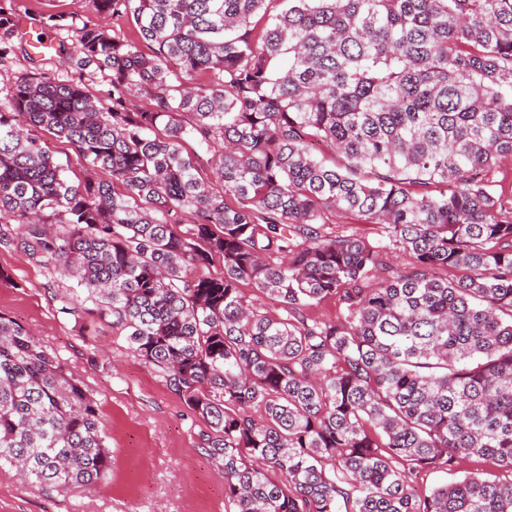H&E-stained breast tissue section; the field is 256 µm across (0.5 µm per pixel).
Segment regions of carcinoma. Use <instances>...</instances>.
Wrapping results in <instances>:
<instances>
[{
    "mask_svg": "<svg viewBox=\"0 0 512 512\" xmlns=\"http://www.w3.org/2000/svg\"><path fill=\"white\" fill-rule=\"evenodd\" d=\"M267 2L93 0L138 37L89 28L75 48L112 73L110 106L45 72L0 103V247L76 279L59 313L124 333L203 420L229 512H512V480L410 486L462 456L512 473V194L493 180L512 0H282L257 36ZM37 130L110 180L70 182ZM331 298L338 320L306 315ZM107 440L85 384L0 312V468L90 490ZM324 220L330 225V227H333L336 232H355L369 241L378 239L381 234V229L378 224H364L351 216H343L334 212H327L324 215Z\"/></svg>",
    "mask_w": 512,
    "mask_h": 512,
    "instance_id": "obj_1",
    "label": "carcinoma"
}]
</instances>
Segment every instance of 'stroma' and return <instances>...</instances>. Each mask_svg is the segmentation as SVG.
I'll list each match as a JSON object with an SVG mask.
<instances>
[{
  "label": "stroma",
  "mask_w": 512,
  "mask_h": 512,
  "mask_svg": "<svg viewBox=\"0 0 512 512\" xmlns=\"http://www.w3.org/2000/svg\"><path fill=\"white\" fill-rule=\"evenodd\" d=\"M0 17L14 19L0 28V99L22 77L47 70L60 81L83 80L104 103L112 101V80L94 68L79 69L67 57L29 59V33L43 31L59 43L77 46L84 27L107 25L135 36L127 17L99 13L93 0H0ZM41 139L70 181L101 180L87 169L65 140L49 132ZM0 267L11 274L0 282V312L51 346L100 405L109 435L112 475L92 490H41L0 470V512H224V475L197 447L203 422L171 393L156 372L136 359L122 334L106 323L84 326L59 313V296L72 280L31 265L20 253L0 250ZM477 473L507 481L512 473L490 459L459 458L453 471H422L419 494Z\"/></svg>",
  "instance_id": "1"
}]
</instances>
